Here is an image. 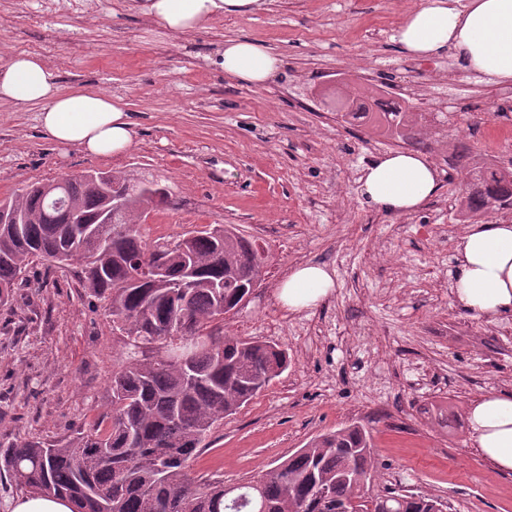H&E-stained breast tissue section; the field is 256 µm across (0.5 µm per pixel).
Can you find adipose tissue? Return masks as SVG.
<instances>
[{
    "label": "adipose tissue",
    "instance_id": "ef3b65f1",
    "mask_svg": "<svg viewBox=\"0 0 512 512\" xmlns=\"http://www.w3.org/2000/svg\"><path fill=\"white\" fill-rule=\"evenodd\" d=\"M266 0H132L159 28H206L218 15H244ZM394 40L416 61L454 55L466 73L492 85L512 83V0H419L399 23ZM225 76L263 86L283 74L285 61L268 46L229 39L220 55ZM0 101L41 104L39 122L55 143L97 157L119 156L134 146L130 115L111 95L76 88L61 91L58 76L41 59L16 54L0 60ZM441 190V174L427 156L390 151L373 158L358 178L360 198L392 215L418 212ZM335 289L327 266L292 268L277 290L291 312L316 307ZM450 297L473 319L494 323L512 315V222L469 225L456 243ZM478 455L497 472L512 475V394L487 393L467 409Z\"/></svg>",
    "mask_w": 512,
    "mask_h": 512
}]
</instances>
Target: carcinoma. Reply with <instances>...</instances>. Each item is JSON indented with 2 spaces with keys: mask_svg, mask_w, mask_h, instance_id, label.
Returning a JSON list of instances; mask_svg holds the SVG:
<instances>
[{
  "mask_svg": "<svg viewBox=\"0 0 512 512\" xmlns=\"http://www.w3.org/2000/svg\"><path fill=\"white\" fill-rule=\"evenodd\" d=\"M383 96L360 92L353 105L385 134L412 138L416 113L400 105L371 112ZM112 182L129 200L115 230L101 223L105 195L84 180L66 183L63 212L44 184L27 185L12 199L21 223H0V303L21 283L35 261L79 267L83 296L100 302L123 336L112 367V409L87 429L57 444L27 441L0 448V473L33 495L69 500L73 512H98L97 500L112 499V512H308L326 492L317 512H337L357 501V512H442L433 497L394 494L365 499L361 478L371 472L372 438L362 425L323 433L259 479L226 487L214 478L198 481L190 467L224 417L236 413L288 368V355L275 345L222 334L224 315L241 302L251 282L261 280L264 251L232 224L211 225L183 242L146 239L139 211L155 204L141 182L117 171ZM512 202V170L474 171L458 199L466 221ZM158 257L166 275L141 281L139 260ZM189 294L175 288L184 278ZM185 336L205 346L185 362L168 353ZM112 465L98 461V449Z\"/></svg>",
  "mask_w": 512,
  "mask_h": 512,
  "instance_id": "obj_1",
  "label": "carcinoma"
}]
</instances>
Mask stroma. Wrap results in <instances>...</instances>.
Wrapping results in <instances>:
<instances>
[{
	"label": "stroma",
	"mask_w": 512,
	"mask_h": 512,
	"mask_svg": "<svg viewBox=\"0 0 512 512\" xmlns=\"http://www.w3.org/2000/svg\"><path fill=\"white\" fill-rule=\"evenodd\" d=\"M417 0H271L266 11L220 16L174 34L125 0H0V57L35 54L62 90L121 99L135 148L100 158L42 132L39 105L0 102V197L89 170L165 186L170 199L141 231L173 240L202 224H233L265 250L259 288L224 319L230 336L277 344L287 370L225 418L192 477L235 485L313 437L352 423L374 437L369 496L437 498L444 512H512V476L477 455L466 408L512 393V316L484 324L449 297L462 227L455 200L472 167L507 163L497 131L512 133V96L452 60L402 57L392 37ZM247 37L281 55L286 75L255 87L225 76V40ZM408 91L440 111L448 151L443 188L421 211L387 215L363 204L361 168L398 140L337 122L326 84ZM465 152L457 161V152ZM301 262L335 273L332 296L291 312L276 298ZM122 336L102 304L82 297L71 269L34 264L0 305V448L59 441L110 405ZM455 411L440 425L437 407Z\"/></svg>",
	"instance_id": "35a3bbf8"
}]
</instances>
